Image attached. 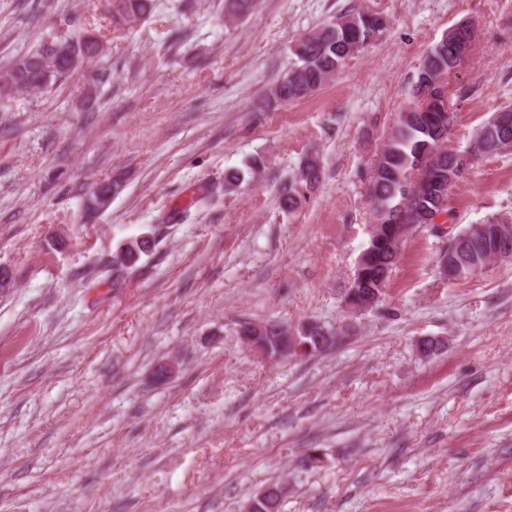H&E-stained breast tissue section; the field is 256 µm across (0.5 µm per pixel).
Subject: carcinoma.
I'll use <instances>...</instances> for the list:
<instances>
[{"mask_svg": "<svg viewBox=\"0 0 512 512\" xmlns=\"http://www.w3.org/2000/svg\"><path fill=\"white\" fill-rule=\"evenodd\" d=\"M112 23L133 28L154 9V0H109ZM387 20L366 11H350L300 37L291 49L296 61L277 81L267 96L265 106L303 99L326 84L354 54L364 50L385 31ZM472 40L467 28L448 30L426 53L409 95L417 103L399 113L394 130L376 155L369 180L368 195L375 219L370 235L369 252L365 253L346 294L348 303L373 309L380 301L399 255V246L385 234L389 224L397 223V213L406 199L407 186L417 156L433 154L431 167L446 175L459 168V153L448 149V135L435 137L436 128L448 126L451 108L445 91V79L459 66L457 47ZM108 48L95 34H57L34 52L22 56L13 64L0 69V106L17 93L36 95L57 81L83 69ZM477 144L469 160L480 155L512 154V127L498 126L490 117L476 133ZM321 166L314 156L306 158L298 174L283 187L281 203L293 211L301 205L319 184ZM122 188L118 177L99 183L85 197V212L96 214L103 207L102 197ZM414 213L436 215L448 212L447 202L436 205L428 198L412 203ZM512 218L507 214L492 216L482 224L448 234V242L439 253L437 263L448 279H467L481 273L498 258L512 259ZM152 241L132 250L122 247L125 254L112 255V267L135 264L140 255L151 250Z\"/></svg>", "mask_w": 512, "mask_h": 512, "instance_id": "cac0c4a2", "label": "carcinoma"}]
</instances>
